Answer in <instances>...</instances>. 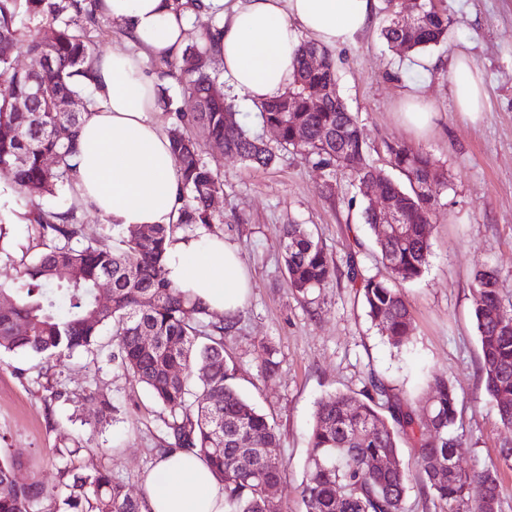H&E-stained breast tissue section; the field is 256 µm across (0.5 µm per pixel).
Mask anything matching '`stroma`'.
Wrapping results in <instances>:
<instances>
[{
  "mask_svg": "<svg viewBox=\"0 0 512 512\" xmlns=\"http://www.w3.org/2000/svg\"><path fill=\"white\" fill-rule=\"evenodd\" d=\"M455 24L441 45L420 54L397 51L380 35L375 15L355 45L334 50L340 97L358 119L370 164L391 178L388 145L401 144L431 156L439 179L432 186V256L424 274L402 291L415 318L409 344L392 347L368 320L347 278L357 256L369 274L387 269L373 254V233L363 225L362 203L351 176L318 157L280 150L265 168H253L219 150L203 148L207 165L224 186L213 204L221 223L178 229L181 237L219 236L235 247L252 281L251 296L224 338V356L236 368L237 385L268 416L279 442L272 455L282 465L280 512H302L298 486L308 450L316 401L334 391L359 392L377 375L404 393L415 409L430 397L427 375L447 374L459 396L458 432L465 443L462 468L497 466L502 477V512H512V446L497 408L479 379L480 343L472 320V274L492 267L501 291L512 300V0H436ZM467 55L487 88V110L474 123L455 106L457 74L452 61ZM419 91L437 117L423 138L398 120L405 93ZM25 198L11 173L0 171V281L12 280L20 259L42 250L33 226L25 224ZM304 224L321 242L336 275L324 288L300 297L285 272L282 227ZM277 351L275 378L260 362L266 348ZM74 394L66 406L48 402L50 387ZM112 398L111 421L99 420L91 395ZM164 412L148 392L120 368H98L81 353L47 367L20 353L0 352V448L24 454L22 479H51L60 448H78L84 470L106 468L140 497L144 474L158 461Z\"/></svg>",
  "mask_w": 512,
  "mask_h": 512,
  "instance_id": "1",
  "label": "stroma"
}]
</instances>
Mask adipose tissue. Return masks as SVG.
I'll use <instances>...</instances> for the list:
<instances>
[{"label":"adipose tissue","instance_id":"adipose-tissue-1","mask_svg":"<svg viewBox=\"0 0 512 512\" xmlns=\"http://www.w3.org/2000/svg\"><path fill=\"white\" fill-rule=\"evenodd\" d=\"M203 14L221 17L212 53L224 79L250 101L283 94L293 80L301 35L333 50L355 44L377 0H201ZM103 19L125 32L126 44L99 56L90 76L94 89L80 127L74 174L78 195L107 223L135 226L175 223L183 193L168 133L153 120L158 77L145 61L177 56L185 47L191 8L176 0H101ZM453 66L457 109L479 121L487 97L466 56ZM168 277L214 312L238 313L251 280L232 246L212 236L180 238L169 249ZM143 512H225L224 486L199 456L178 452L160 458L142 483Z\"/></svg>","mask_w":512,"mask_h":512}]
</instances>
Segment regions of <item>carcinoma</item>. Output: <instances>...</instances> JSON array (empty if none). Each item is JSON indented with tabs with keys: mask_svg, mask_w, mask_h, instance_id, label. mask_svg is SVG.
Returning a JSON list of instances; mask_svg holds the SVG:
<instances>
[{
	"mask_svg": "<svg viewBox=\"0 0 512 512\" xmlns=\"http://www.w3.org/2000/svg\"><path fill=\"white\" fill-rule=\"evenodd\" d=\"M98 0H0V167L11 170L15 190L29 200L25 214L45 250L20 263L10 284H0V351L23 353L47 363L90 352L107 365L121 368L151 394L166 412L164 454L201 456L224 482L226 512H279L266 490L282 483L280 464L264 455L278 444L275 422L238 389L236 369L224 359V335L233 322L216 320L207 306L193 299L166 276L169 245L176 229L221 224L212 210L223 180L202 160V140L254 168L272 164L275 154L266 139L301 154H315L327 165L350 172L357 187L375 179L395 200L399 231L376 236L389 280L364 272L349 261L352 287L361 296L366 316L395 347L413 335L414 318L401 285L419 279L429 265L428 226L434 205L431 184L437 168L431 157L390 145L391 164L405 176L404 187L369 164L365 138L357 119L336 91L330 53L312 41L301 45L293 84L279 97L256 103L264 135H254L237 120L226 98L224 70L208 45L221 18L195 40H187L179 57L163 56L162 80L175 78L181 95L197 109L178 113L181 126L169 132L185 203L174 224L123 227L112 240L85 221L92 205L72 200L44 208L39 200L73 188L77 139L83 113L64 112L75 98L94 103L93 91L72 78L91 72L94 57L87 41L100 26ZM402 4L383 0L386 24L381 34L391 47L419 52L447 39L448 14L431 0L409 6L417 22H397ZM27 43L39 67L15 65L14 49ZM318 57L320 67L309 64ZM318 86L319 103L308 89ZM304 138L297 139V132ZM52 157L55 164H46ZM285 269L292 288L307 296L329 283L334 267L303 224L283 226ZM111 291L102 308L97 289ZM473 319L481 347L480 380L496 402L499 420L512 428V302L505 303L498 272H474ZM111 331L115 349L99 344ZM155 337L147 348L140 336ZM279 361L266 349L261 372L278 374ZM431 398L417 412L381 378L369 376L360 393L334 392L315 407L308 456L299 494L305 512H404L410 476L400 458L399 443L413 446L424 492L448 505V512H502L499 469L466 470L457 433L456 388L433 373ZM76 448H59L53 480H22V453L0 454V512H142V502L106 469L82 471L74 464ZM379 457L393 466H370ZM453 469H438V459Z\"/></svg>",
	"mask_w": 512,
	"mask_h": 512,
	"instance_id": "1",
	"label": "carcinoma"
}]
</instances>
